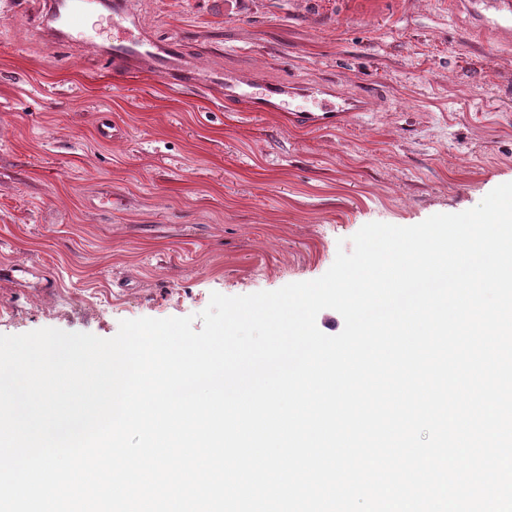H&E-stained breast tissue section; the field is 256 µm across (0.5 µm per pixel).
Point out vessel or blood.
<instances>
[{"label":"vessel or blood","instance_id":"1","mask_svg":"<svg viewBox=\"0 0 512 512\" xmlns=\"http://www.w3.org/2000/svg\"><path fill=\"white\" fill-rule=\"evenodd\" d=\"M487 15L484 28L502 38L512 37V0H479ZM49 11L54 19L63 21L65 40L91 47L100 46L101 20L112 24V37L102 46L112 76L125 80L139 73L166 78L170 84L210 88L214 80L192 66L181 62L175 43L147 42L141 26L126 0H50ZM224 99L238 102L252 112H283L297 126L306 129H330L344 125L361 104L351 98L330 100L316 85L268 83L257 76L228 73L224 76Z\"/></svg>","mask_w":512,"mask_h":512}]
</instances>
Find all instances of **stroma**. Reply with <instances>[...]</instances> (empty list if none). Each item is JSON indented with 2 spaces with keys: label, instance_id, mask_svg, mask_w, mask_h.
Returning <instances> with one entry per match:
<instances>
[{
  "label": "stroma",
  "instance_id": "stroma-1",
  "mask_svg": "<svg viewBox=\"0 0 512 512\" xmlns=\"http://www.w3.org/2000/svg\"><path fill=\"white\" fill-rule=\"evenodd\" d=\"M44 2L0 0V335L195 316L214 292L321 277L367 223L459 213L512 182V44L450 0H136L149 38L212 75L361 101L339 130L217 86L115 83L104 56L39 36ZM105 115L125 137H99Z\"/></svg>",
  "mask_w": 512,
  "mask_h": 512
}]
</instances>
